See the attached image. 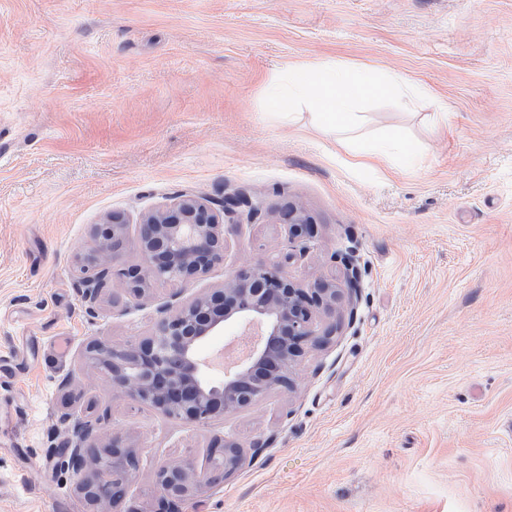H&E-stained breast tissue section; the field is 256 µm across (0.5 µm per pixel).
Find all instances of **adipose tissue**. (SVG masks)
<instances>
[{
	"label": "adipose tissue",
	"mask_w": 512,
	"mask_h": 512,
	"mask_svg": "<svg viewBox=\"0 0 512 512\" xmlns=\"http://www.w3.org/2000/svg\"><path fill=\"white\" fill-rule=\"evenodd\" d=\"M393 91V83L375 82L360 69L308 65L289 68L283 85L275 88L271 103L279 112L306 105L320 127L349 130L360 119L355 110L360 99Z\"/></svg>",
	"instance_id": "adipose-tissue-1"
}]
</instances>
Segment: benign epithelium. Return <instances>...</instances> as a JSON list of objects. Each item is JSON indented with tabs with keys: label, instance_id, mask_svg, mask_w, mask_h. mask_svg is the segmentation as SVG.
<instances>
[{
	"label": "benign epithelium",
	"instance_id": "benign-epithelium-1",
	"mask_svg": "<svg viewBox=\"0 0 512 512\" xmlns=\"http://www.w3.org/2000/svg\"><path fill=\"white\" fill-rule=\"evenodd\" d=\"M245 203L239 197L181 194L160 210L145 214L138 224L135 247L142 264L114 268L104 257L117 256L127 242L128 220L120 212L95 225L93 246L75 258L78 293L89 314L101 301L104 275L110 273L138 297L149 296L156 281L186 283L204 277L223 261L226 218ZM295 251H307L310 221L302 205L291 203L278 212ZM342 270L339 279L320 277L303 285L284 274L279 263L244 264L224 286L183 300L175 292L160 309L153 332L124 344L103 338L88 341L81 364L106 375L112 390L168 418L204 426L214 418L251 407L274 389L295 387L292 369L307 349L336 335V311L353 301L358 288L354 255L333 256ZM228 323L259 329L260 339L248 353L213 381L202 362L201 348ZM101 417L74 422V436L54 450L56 464L70 472L77 496L89 512H119L124 489L134 473V446L121 432L103 438ZM246 447L223 440L213 447L207 465L192 460L165 463L157 470L159 498L155 512H181L220 486L245 462Z\"/></svg>",
	"mask_w": 512,
	"mask_h": 512
}]
</instances>
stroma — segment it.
I'll return each instance as SVG.
<instances>
[{
    "label": "stroma",
    "instance_id": "1",
    "mask_svg": "<svg viewBox=\"0 0 512 512\" xmlns=\"http://www.w3.org/2000/svg\"><path fill=\"white\" fill-rule=\"evenodd\" d=\"M318 63L421 93L363 101L349 132L273 110L282 74ZM392 137L414 163L357 165ZM193 192L260 212L202 280L117 283L87 314L93 225L124 213L116 264L136 265L141 216ZM288 202L314 224L289 277L348 250L361 270L295 391L194 426L81 367L91 338L148 335L171 294L275 259ZM88 415L136 449L129 512H154L161 465L225 438L261 447L183 512H512V0H0V512H85L51 450Z\"/></svg>",
    "mask_w": 512,
    "mask_h": 512
}]
</instances>
